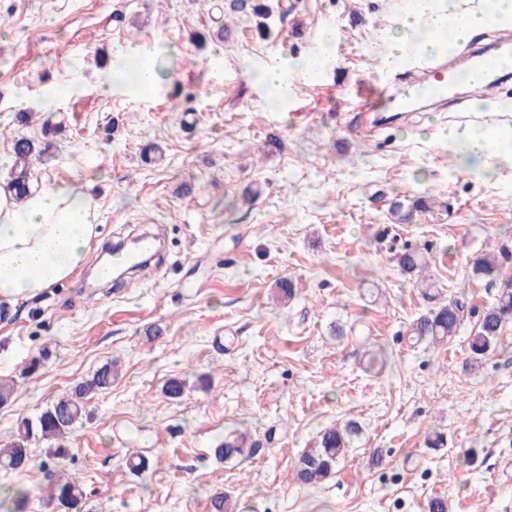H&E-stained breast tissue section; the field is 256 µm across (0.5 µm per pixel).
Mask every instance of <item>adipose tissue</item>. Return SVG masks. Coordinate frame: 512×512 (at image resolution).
I'll return each instance as SVG.
<instances>
[{
    "instance_id": "ef3b65f1",
    "label": "adipose tissue",
    "mask_w": 512,
    "mask_h": 512,
    "mask_svg": "<svg viewBox=\"0 0 512 512\" xmlns=\"http://www.w3.org/2000/svg\"><path fill=\"white\" fill-rule=\"evenodd\" d=\"M512 19V0H497L493 12L471 10L451 0H408L401 20L403 36L415 38L425 54L444 53L449 44L463 45L489 26ZM108 84L123 83L136 96L150 95L158 76L153 62L138 48H128L113 60ZM448 145L479 166L499 154V130L474 132L449 128ZM99 235V210L94 197L57 182L16 203L0 186V302L30 300L71 280L91 259V245Z\"/></svg>"
}]
</instances>
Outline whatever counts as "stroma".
<instances>
[{
	"label": "stroma",
	"mask_w": 512,
	"mask_h": 512,
	"mask_svg": "<svg viewBox=\"0 0 512 512\" xmlns=\"http://www.w3.org/2000/svg\"><path fill=\"white\" fill-rule=\"evenodd\" d=\"M224 0H0V181L12 136H39L40 117L64 131L52 160L34 162L33 187L67 181L94 193L101 255L146 231L165 240L156 267L91 288L85 274L0 315V446L21 417L114 360L111 390L90 396L87 418L53 456L33 443L27 471L0 469V500L30 493L27 512H53L50 476L78 478L89 512H512V323L495 351L470 365L468 338L498 284L471 261L512 250V159L464 170L449 125H487L471 103L371 128L395 85L412 76L417 49L378 54L397 36L407 0H272V33L232 24L227 41L193 42ZM336 35L320 78L297 72L274 104L251 70L295 67ZM171 72L136 97L108 86L97 54L127 47ZM36 120L22 128L20 111ZM160 158L143 163L148 144ZM435 198L406 223L392 202ZM429 253L443 292L468 306L445 348L415 342L430 304L400 275L395 250ZM294 286L288 302L278 284ZM351 328L334 339L336 326ZM193 388L177 401L168 378ZM353 420L362 432L337 473L309 487L295 463L320 432ZM248 433L257 448L218 460L219 440ZM443 445L429 447L435 436ZM150 460L134 475L132 452Z\"/></svg>",
	"instance_id": "obj_1"
}]
</instances>
